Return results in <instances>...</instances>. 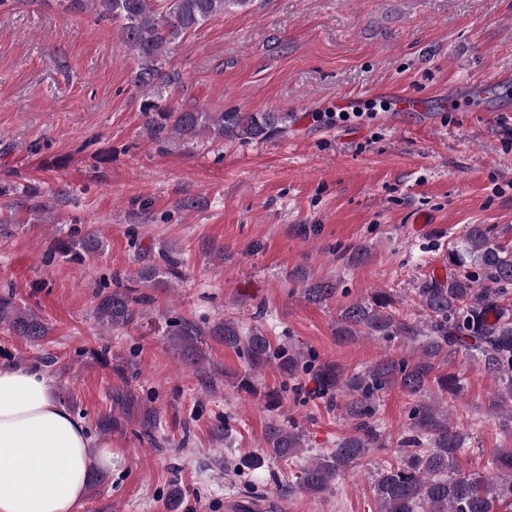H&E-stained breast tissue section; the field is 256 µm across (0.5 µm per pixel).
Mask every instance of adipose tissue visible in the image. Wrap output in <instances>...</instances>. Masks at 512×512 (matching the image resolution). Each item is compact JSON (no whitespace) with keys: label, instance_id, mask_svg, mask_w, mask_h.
Segmentation results:
<instances>
[{"label":"adipose tissue","instance_id":"1","mask_svg":"<svg viewBox=\"0 0 512 512\" xmlns=\"http://www.w3.org/2000/svg\"><path fill=\"white\" fill-rule=\"evenodd\" d=\"M112 466L35 366L0 362V512H80L89 460Z\"/></svg>","mask_w":512,"mask_h":512}]
</instances>
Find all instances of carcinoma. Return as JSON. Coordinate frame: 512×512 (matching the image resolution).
Segmentation results:
<instances>
[{
    "label": "carcinoma",
    "instance_id": "cac0c4a2",
    "mask_svg": "<svg viewBox=\"0 0 512 512\" xmlns=\"http://www.w3.org/2000/svg\"><path fill=\"white\" fill-rule=\"evenodd\" d=\"M249 0H60L66 11L91 12L108 18L120 29L123 46L138 59L133 85L146 96L143 112L151 138L162 144L189 143L204 135L213 140L268 141L288 129L290 112H208L204 109L171 110L162 104L163 90L179 86L182 76L165 69L172 47L204 22L242 8ZM95 235L70 236L57 244V251L83 262L99 250ZM445 264L448 275H430L414 288L422 318L411 321L390 312L392 295L376 291L368 298L341 310L337 338L358 336L399 339L414 345L410 360L385 357L363 372L347 374L325 363L314 365L291 347L275 346L255 327L240 333L231 321L202 326L180 318L170 322L169 335L186 347L200 336H215L244 352L251 370L276 364L295 380L292 390L302 388L299 371L312 372L315 393L334 401L345 398L344 410L354 422L355 434L339 439L329 455L302 471L300 488L323 492L349 470L369 449L382 447L381 435L370 422L372 401L392 385L411 396L437 385L440 393H458L462 379L457 374L434 375L435 361L461 351L475 353L480 370L496 379L499 388L491 410L512 419V242H504L492 229L471 224L448 242ZM178 262L168 268H142L138 287L115 279V288L96 296L94 316L106 328L124 327L142 317L151 297L138 288L164 283L165 274L177 273ZM335 293L329 283L316 282L303 289L305 298L323 303ZM0 327L36 343L48 335L40 314L18 304L12 294L0 295ZM302 434L273 426L266 443L275 456H286L301 447ZM401 459L377 471L374 479L376 512H498L501 504L512 505V451L501 452L490 462V471L461 475L457 460L462 440L448 415L435 405L413 411L412 435L401 442Z\"/></svg>",
    "mask_w": 512,
    "mask_h": 512
}]
</instances>
